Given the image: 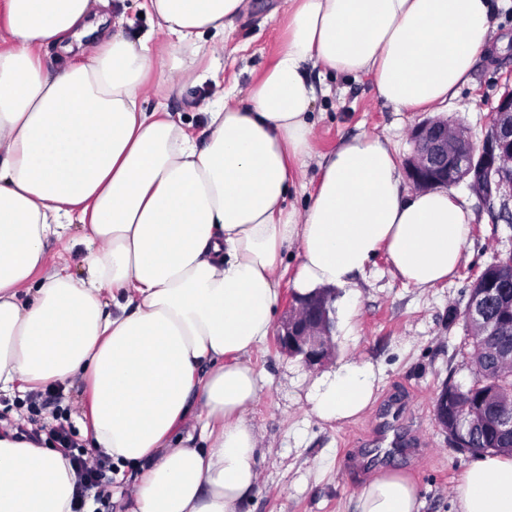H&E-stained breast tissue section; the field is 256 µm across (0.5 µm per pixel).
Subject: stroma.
<instances>
[{"instance_id":"1","label":"stroma","mask_w":512,"mask_h":512,"mask_svg":"<svg viewBox=\"0 0 512 512\" xmlns=\"http://www.w3.org/2000/svg\"><path fill=\"white\" fill-rule=\"evenodd\" d=\"M144 0H111L109 17H123L122 31L132 40L152 34L156 45L168 44L156 32ZM252 13L234 32L217 41L214 57L217 82H204L183 95L171 92L176 73L152 81L144 91L148 107L166 106L179 116L196 140L206 137L207 121L200 105L217 87L245 88L274 61L291 10L290 0H253ZM495 29L484 53L456 95L440 108L403 111L379 99L370 76L352 77L320 67L306 70L320 93L311 113L313 153L289 194L288 204L304 212L315 191L318 163L344 139L361 134L387 136L397 163L412 150L410 131L423 120L443 116L462 124L473 142L489 126L492 108L505 86L512 85V0H491ZM459 202L473 214L463 247L465 261L455 276L420 289L396 277L386 255H378L356 278L359 296L349 323H337L336 348L324 366L307 367L299 359L263 341L251 356L260 373L262 390L248 420L265 446L259 478L242 512H354L363 482L374 471L356 463L375 425V410L344 423H323L311 412L309 394L324 371L349 362L373 365L377 401L397 395L407 399L404 429L416 438L418 455L392 462V469L417 486L421 512H456L453 487L470 462L469 452L455 448L437 423L434 401L446 382L467 385L472 374L465 364V324L461 317L476 276L486 265L512 252V223H492L467 183L453 185ZM81 233L73 225L68 237L50 241L47 269L78 278L82 249L73 240Z\"/></svg>"}]
</instances>
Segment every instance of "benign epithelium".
Segmentation results:
<instances>
[{
  "label": "benign epithelium",
  "mask_w": 512,
  "mask_h": 512,
  "mask_svg": "<svg viewBox=\"0 0 512 512\" xmlns=\"http://www.w3.org/2000/svg\"><path fill=\"white\" fill-rule=\"evenodd\" d=\"M412 154L405 161L409 181L422 188L450 187L467 179L495 220L512 223V168L502 159L512 156V88L507 86L495 107L489 132L479 145L472 143L448 150V122L428 119L410 132ZM483 286L471 295L463 319L468 336L476 326L498 334L486 319L488 309L505 304L508 296L498 288L495 267L485 269ZM336 293L325 290L308 295L296 291L286 296L281 319L274 330V344L281 352L298 357L308 367L328 359L327 346L335 330ZM458 388H443L435 400V416L448 429V405ZM475 425L455 418L448 437L458 448L471 447Z\"/></svg>",
  "instance_id": "1"
}]
</instances>
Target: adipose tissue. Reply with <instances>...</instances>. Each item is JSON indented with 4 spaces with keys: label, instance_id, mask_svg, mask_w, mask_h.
I'll use <instances>...</instances> for the list:
<instances>
[{
    "label": "adipose tissue",
    "instance_id": "1",
    "mask_svg": "<svg viewBox=\"0 0 512 512\" xmlns=\"http://www.w3.org/2000/svg\"><path fill=\"white\" fill-rule=\"evenodd\" d=\"M105 0H0V392L86 383L91 446L134 467L129 512H240L262 438L250 356L273 331L283 252L293 287L354 288L386 254L430 288L464 260L471 212L445 188L407 192L388 140L340 142L303 217L286 200L312 156L318 91L305 65L368 75L397 109L447 103L491 28L489 0H293L274 62L206 102L197 142L145 107L154 78L216 79L212 42L251 0H146L160 33H108ZM79 61L51 71L39 51ZM80 224L84 274L44 272L46 245ZM372 366H340L310 394L320 421L373 403ZM76 475L46 444L0 434V512H72ZM459 512H512V456L482 454L455 487ZM402 472L364 483L357 512H420Z\"/></svg>",
    "mask_w": 512,
    "mask_h": 512
}]
</instances>
